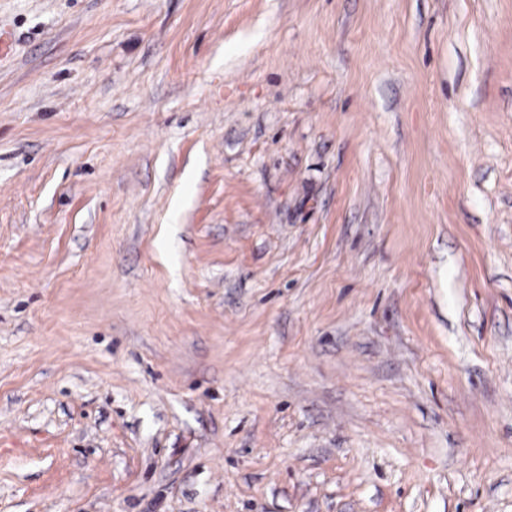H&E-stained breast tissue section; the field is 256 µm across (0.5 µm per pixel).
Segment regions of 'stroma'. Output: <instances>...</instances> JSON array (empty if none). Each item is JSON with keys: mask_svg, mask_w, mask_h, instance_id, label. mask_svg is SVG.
Masks as SVG:
<instances>
[{"mask_svg": "<svg viewBox=\"0 0 512 512\" xmlns=\"http://www.w3.org/2000/svg\"><path fill=\"white\" fill-rule=\"evenodd\" d=\"M0 512H512V0H0Z\"/></svg>", "mask_w": 512, "mask_h": 512, "instance_id": "1", "label": "stroma"}]
</instances>
